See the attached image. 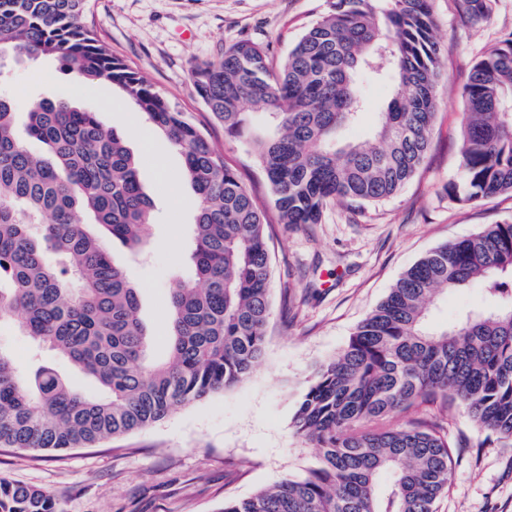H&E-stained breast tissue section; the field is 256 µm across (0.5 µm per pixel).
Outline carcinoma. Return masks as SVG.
Returning a JSON list of instances; mask_svg holds the SVG:
<instances>
[{"mask_svg":"<svg viewBox=\"0 0 512 512\" xmlns=\"http://www.w3.org/2000/svg\"><path fill=\"white\" fill-rule=\"evenodd\" d=\"M89 2L0 0V57L53 59L85 85L112 83L182 154L196 194L193 277L169 289L171 345L157 359L139 288L105 245L132 254L148 245L154 202L138 157L96 113L45 96L25 107L27 135L44 148L34 154L14 129L18 104L0 95V324L58 351L101 391L88 395L45 366L24 378L0 350V447H94L232 389L262 357L272 314L266 211L204 131L97 37ZM430 2L332 0L277 69L250 40L194 64L196 95L254 155L279 223L320 224L329 204H377L414 177L439 104ZM495 2L459 8L486 20ZM364 76L390 80L393 93L372 137L347 142L342 131L366 112ZM462 100V169L449 195L473 204L512 194V39L474 65ZM254 109L272 131L256 126ZM476 282L485 307L430 326L440 295ZM436 395L512 439V220L404 271L297 403L293 428L316 465L222 512H436L452 473L448 440L424 424L364 428ZM0 512L56 510L49 493L0 480Z\"/></svg>","mask_w":512,"mask_h":512,"instance_id":"obj_1","label":"carcinoma"}]
</instances>
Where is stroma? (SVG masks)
<instances>
[{
  "label": "stroma",
  "mask_w": 512,
  "mask_h": 512,
  "mask_svg": "<svg viewBox=\"0 0 512 512\" xmlns=\"http://www.w3.org/2000/svg\"><path fill=\"white\" fill-rule=\"evenodd\" d=\"M329 5L330 0H91L89 19L113 54L204 128L266 206L270 189L262 170L246 145L213 120L192 87L190 69L243 39L263 44L274 64H282ZM432 10L441 49L440 105L426 158L405 188L385 202L360 211L335 204L318 224L269 225L273 311L263 356L249 377L149 428L92 448L33 454L0 447V479L49 492L57 512H221L225 501L312 465L316 450L296 435L292 417L315 366L337 356L355 327L422 255L512 218L510 195L474 205L448 196L461 172L462 88L476 62L512 38V0H498L490 19L475 24L460 17L458 0H432ZM391 89L385 81L365 84L368 109L345 131L346 140L371 135ZM0 94L21 105L36 96L77 100L96 109L104 127L121 135L140 158L141 180L155 203L150 246L135 258L117 244L113 255L141 290V317L153 354L165 356L167 295L177 279L191 273L196 196L182 177V156L111 84L77 85L58 63L5 60ZM484 302L476 285L449 293L432 308L430 322L449 324L463 309ZM0 350L12 356L22 375L42 364L74 388L98 391L55 351L33 354L29 338L11 324L0 325ZM412 421L438 426L453 454L452 476L437 512H512L511 441L476 427L461 408L438 402L381 425Z\"/></svg>",
  "instance_id": "stroma-1"
}]
</instances>
